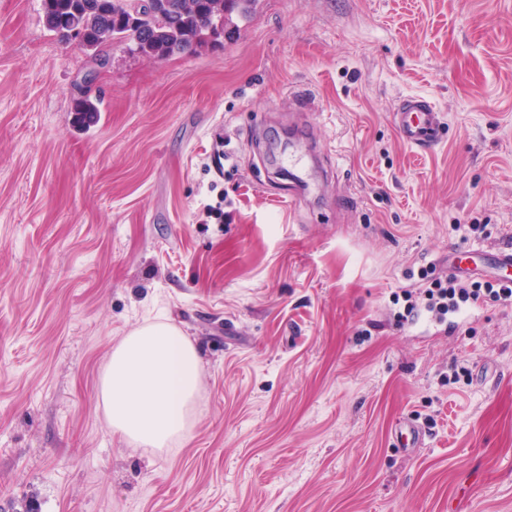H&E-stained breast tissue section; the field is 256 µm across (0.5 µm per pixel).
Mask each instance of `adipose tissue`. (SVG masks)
<instances>
[{"label":"adipose tissue","instance_id":"adipose-tissue-1","mask_svg":"<svg viewBox=\"0 0 512 512\" xmlns=\"http://www.w3.org/2000/svg\"><path fill=\"white\" fill-rule=\"evenodd\" d=\"M202 392L197 349L177 326L132 330L112 350L100 398L113 432L141 448H165L192 433Z\"/></svg>","mask_w":512,"mask_h":512}]
</instances>
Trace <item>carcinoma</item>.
Returning <instances> with one entry per match:
<instances>
[{"instance_id":"obj_1","label":"carcinoma","mask_w":512,"mask_h":512,"mask_svg":"<svg viewBox=\"0 0 512 512\" xmlns=\"http://www.w3.org/2000/svg\"><path fill=\"white\" fill-rule=\"evenodd\" d=\"M255 0H42L44 20L51 32L75 30L64 41H76L94 52L95 63L116 45L149 58L192 52L218 41L246 18ZM76 121L86 123L101 112V99H74Z\"/></svg>"}]
</instances>
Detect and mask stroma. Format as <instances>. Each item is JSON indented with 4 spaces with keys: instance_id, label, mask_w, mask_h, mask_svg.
Returning <instances> with one entry per match:
<instances>
[{
    "instance_id": "1",
    "label": "stroma",
    "mask_w": 512,
    "mask_h": 512,
    "mask_svg": "<svg viewBox=\"0 0 512 512\" xmlns=\"http://www.w3.org/2000/svg\"><path fill=\"white\" fill-rule=\"evenodd\" d=\"M414 94L448 121L427 152L390 120ZM465 242L485 277L512 245V0H258L219 45L98 69L0 0V512H512V303L452 331L393 302ZM149 323L204 385L160 451L100 400ZM101 103V99H92L90 96H80L74 99L72 111L75 112L76 121L83 124L95 119L98 113L101 112ZM395 432L401 440V447L410 450L412 448H423L425 445L426 432L414 421H400Z\"/></svg>"
}]
</instances>
